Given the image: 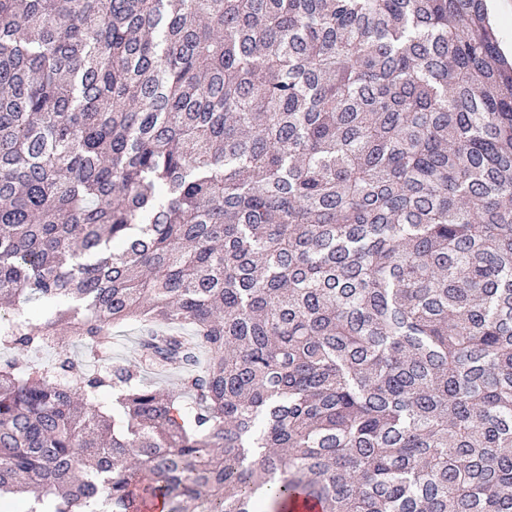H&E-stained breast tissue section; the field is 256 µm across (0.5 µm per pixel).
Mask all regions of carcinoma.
<instances>
[{"label":"carcinoma","instance_id":"cac0c4a2","mask_svg":"<svg viewBox=\"0 0 512 512\" xmlns=\"http://www.w3.org/2000/svg\"><path fill=\"white\" fill-rule=\"evenodd\" d=\"M0 507L512 512V64L485 0H0ZM150 326L109 365L112 328ZM179 372L180 396L147 384ZM109 387L115 406L98 399Z\"/></svg>","mask_w":512,"mask_h":512}]
</instances>
